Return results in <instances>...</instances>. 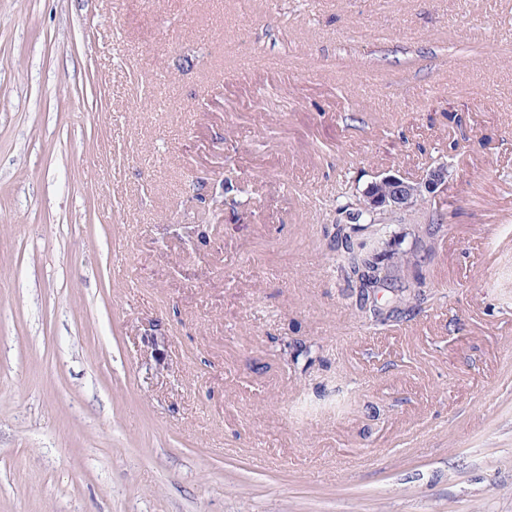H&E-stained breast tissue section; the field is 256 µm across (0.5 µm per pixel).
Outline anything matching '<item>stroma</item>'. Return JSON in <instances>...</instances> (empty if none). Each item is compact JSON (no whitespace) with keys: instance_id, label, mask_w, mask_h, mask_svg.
<instances>
[{"instance_id":"stroma-1","label":"stroma","mask_w":512,"mask_h":512,"mask_svg":"<svg viewBox=\"0 0 512 512\" xmlns=\"http://www.w3.org/2000/svg\"><path fill=\"white\" fill-rule=\"evenodd\" d=\"M428 155L373 325L336 185ZM0 512H512V0H0ZM339 197L348 198L344 195ZM348 199L337 208L341 217L332 224L330 245L336 253V262L347 288L346 299L351 308L371 324L378 325L385 324L394 317L395 313H410L427 303L428 296L420 289L425 285V277L419 273V268L434 253L435 237L442 225L446 224L448 218L453 215L447 200L430 203L421 213L422 220L419 223L426 225L424 228L421 227V235H414V247L405 252L406 258L385 263L377 253L357 244L353 233L361 224H366L380 232L388 224H392L396 213L373 214L359 207L357 200L353 202L350 198ZM404 265H411L416 273L414 287L405 284L409 271ZM384 286L400 288L394 305L389 309L381 307L376 302V297L373 298L378 289ZM406 288L418 289L414 290L413 294L410 292L405 295Z\"/></svg>"}]
</instances>
